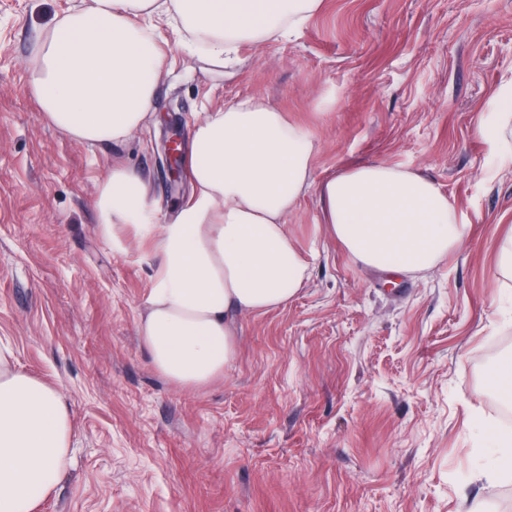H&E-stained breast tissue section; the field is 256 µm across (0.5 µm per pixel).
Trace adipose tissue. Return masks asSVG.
I'll return each instance as SVG.
<instances>
[{"label":"adipose tissue","instance_id":"obj_1","mask_svg":"<svg viewBox=\"0 0 512 512\" xmlns=\"http://www.w3.org/2000/svg\"><path fill=\"white\" fill-rule=\"evenodd\" d=\"M321 0H91L43 37L28 87L54 128L89 146L118 143L146 121L165 56L148 26L166 17L201 40L217 66L243 42L263 45L302 27ZM314 141L259 102L206 112L191 141L193 194L163 225L159 266L139 341L152 368L197 390L223 376L236 348L234 321L285 306L308 267L288 237L289 211L315 188L333 235L356 263L419 273L461 241L465 220L432 180L377 163L313 182ZM140 175L114 169L97 199L108 240L121 224L150 221ZM63 395L0 350V512H35L58 486L71 446Z\"/></svg>","mask_w":512,"mask_h":512}]
</instances>
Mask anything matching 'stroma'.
Segmentation results:
<instances>
[{
  "label": "stroma",
  "mask_w": 512,
  "mask_h": 512,
  "mask_svg": "<svg viewBox=\"0 0 512 512\" xmlns=\"http://www.w3.org/2000/svg\"><path fill=\"white\" fill-rule=\"evenodd\" d=\"M91 0H0V348L57 387L72 462L39 512H512L508 434L484 370L512 361V155L489 125L512 82V0H323L292 37L206 64L169 26L155 113L124 143L49 125L27 89L46 29ZM244 98L314 140L312 180L386 162L434 181L464 216L458 246L393 278L355 263L308 189L287 218L309 278L286 306L236 319L224 376L183 391L152 369L137 321L170 190L164 133ZM137 171L152 221L103 235L113 168Z\"/></svg>",
  "instance_id": "obj_1"
}]
</instances>
